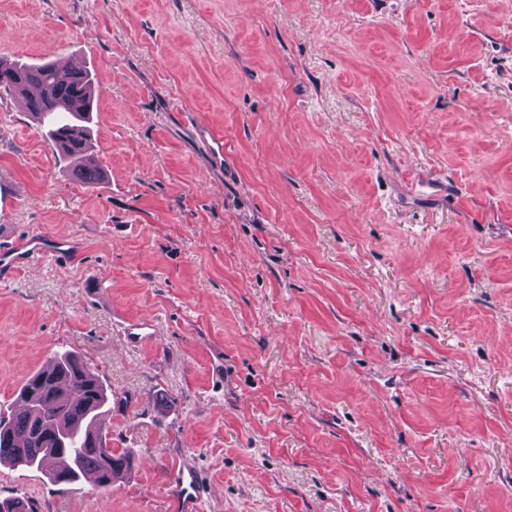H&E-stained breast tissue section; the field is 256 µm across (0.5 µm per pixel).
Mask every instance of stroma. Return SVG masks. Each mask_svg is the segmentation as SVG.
<instances>
[{
  "mask_svg": "<svg viewBox=\"0 0 512 512\" xmlns=\"http://www.w3.org/2000/svg\"><path fill=\"white\" fill-rule=\"evenodd\" d=\"M0 57L83 62L104 173L0 91V240L76 251L0 285V411L75 352L131 464L0 500L512 512V0H0ZM168 493L178 512H202L205 491L196 467L181 462L170 471Z\"/></svg>",
  "mask_w": 512,
  "mask_h": 512,
  "instance_id": "35a3bbf8",
  "label": "stroma"
}]
</instances>
